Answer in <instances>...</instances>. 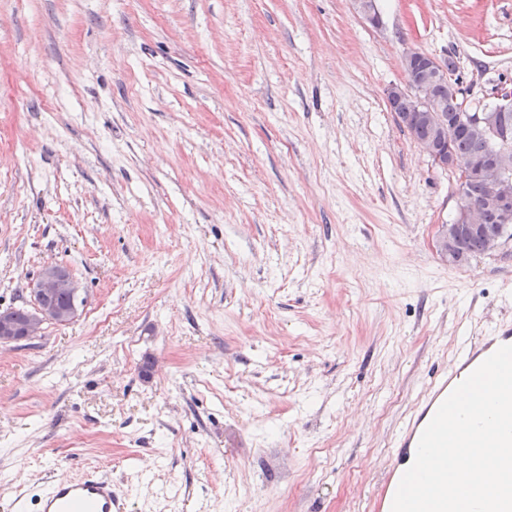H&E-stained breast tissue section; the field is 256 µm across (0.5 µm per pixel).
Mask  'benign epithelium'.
Segmentation results:
<instances>
[{
    "instance_id": "benign-epithelium-1",
    "label": "benign epithelium",
    "mask_w": 512,
    "mask_h": 512,
    "mask_svg": "<svg viewBox=\"0 0 512 512\" xmlns=\"http://www.w3.org/2000/svg\"><path fill=\"white\" fill-rule=\"evenodd\" d=\"M353 7L371 26L381 25V15L374 0H353ZM402 65L422 68L428 79L421 85H393L387 90V96L391 98L405 95L417 103L415 112L406 114L401 123L406 126L415 119H421L433 126L437 131V138L420 144L423 152L439 168H451L465 176L474 171L478 172L487 186V195L480 203L472 202L463 191H458L457 214L462 223L442 227L438 239L439 251L448 260H453L454 239L463 228L485 230V250L489 251L498 245L504 233L512 227V150L501 144L499 136L506 113L512 112V84L502 82L495 88L492 99L496 103V110L489 112L483 108L481 102L472 99L470 92L463 90L462 84L453 83L435 58L423 50L416 47L406 49ZM442 84L460 92L464 97L460 111L452 118L442 111L434 98L435 88ZM463 129L481 132L491 144V152L478 160L452 153L449 145ZM492 211L497 215V225L490 229L488 217ZM65 293L72 297V303L67 307L58 302L59 296ZM28 294L32 311L25 325H17L9 310L0 309L1 347L39 335L46 324L66 325L78 316V284L70 270L62 264L43 266L29 283Z\"/></svg>"
}]
</instances>
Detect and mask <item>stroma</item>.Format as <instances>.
I'll return each mask as SVG.
<instances>
[{"mask_svg":"<svg viewBox=\"0 0 512 512\" xmlns=\"http://www.w3.org/2000/svg\"><path fill=\"white\" fill-rule=\"evenodd\" d=\"M0 0V512L95 472L123 512H369L462 338L512 324V236L454 264L405 48L512 80V0ZM78 284L70 270L62 264H47L29 283L28 294L32 302V311L26 307L0 309V346L6 347L38 336L45 324L66 325L75 320L79 312ZM71 295L70 306L58 302L60 295ZM71 297H60V303L66 305ZM30 314V317H29ZM29 317V320H28Z\"/></svg>","mask_w":512,"mask_h":512,"instance_id":"obj_1","label":"stroma"}]
</instances>
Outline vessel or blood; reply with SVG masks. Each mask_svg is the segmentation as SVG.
I'll return each instance as SVG.
<instances>
[{
	"instance_id": "1",
	"label": "vessel or blood",
	"mask_w": 512,
	"mask_h": 512,
	"mask_svg": "<svg viewBox=\"0 0 512 512\" xmlns=\"http://www.w3.org/2000/svg\"><path fill=\"white\" fill-rule=\"evenodd\" d=\"M503 345H512L511 325L497 328L477 341L463 340L453 365L433 377L416 410L394 438L393 463L371 496L370 512H391L401 477L415 459L419 438L439 405L459 384L461 372L475 370ZM10 512H120V507L111 483L102 476L90 474L55 481L34 499L12 495Z\"/></svg>"
}]
</instances>
